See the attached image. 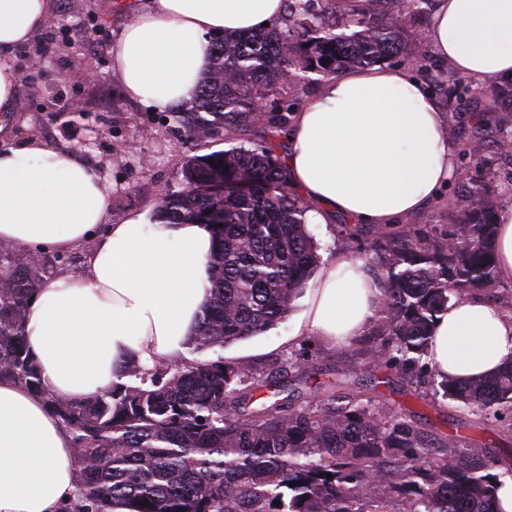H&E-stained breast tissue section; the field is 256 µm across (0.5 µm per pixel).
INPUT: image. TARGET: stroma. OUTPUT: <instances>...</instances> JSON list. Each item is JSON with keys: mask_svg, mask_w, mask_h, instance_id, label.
I'll return each mask as SVG.
<instances>
[{"mask_svg": "<svg viewBox=\"0 0 512 512\" xmlns=\"http://www.w3.org/2000/svg\"><path fill=\"white\" fill-rule=\"evenodd\" d=\"M145 3L54 0L42 34L12 58L22 95L17 111L7 119L11 142L21 145L36 140L74 149L85 163L100 169L111 186L116 222L131 213L153 215L161 196L181 191L189 157L259 143L264 137L262 126L229 125L213 138L198 140L175 121L171 108L146 107L126 96L112 73L110 50ZM430 20L427 13L417 18L412 28L414 41L391 63L426 85L452 121L455 131L450 139L458 151L457 163L468 166L474 186L497 205L512 203V159L499 151L503 129L512 130V101L498 100L481 141H474L476 115L483 110L488 90L472 80H459L451 63L435 56L428 43L422 42ZM75 109L80 112L76 118L71 115ZM472 152L486 159L488 168L469 166ZM458 195L457 185L443 189L438 201L406 219V226L436 224L456 230L462 222ZM293 322V317H286L265 333L225 347V360L260 368L290 356L293 351L280 341ZM296 352L314 369L315 381L341 383L374 402L404 407L428 435H450L460 446L485 448L492 457L512 460L511 426L473 415L447 400L411 396L396 372L366 356L364 345L353 342L335 347L309 339ZM353 363L359 370L350 377L346 370Z\"/></svg>", "mask_w": 512, "mask_h": 512, "instance_id": "obj_1", "label": "stroma"}]
</instances>
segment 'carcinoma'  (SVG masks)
Here are the masks:
<instances>
[{"instance_id":"cac0c4a2","label":"carcinoma","mask_w":512,"mask_h":512,"mask_svg":"<svg viewBox=\"0 0 512 512\" xmlns=\"http://www.w3.org/2000/svg\"><path fill=\"white\" fill-rule=\"evenodd\" d=\"M286 27L226 33L211 40V65L193 101L190 135L211 137L226 123L267 128L265 144H239L187 160L185 187L160 198L156 224H209L214 248L194 352L262 334L296 306L320 257L306 227L309 204L290 190L276 155L287 113L256 116V100L284 87L381 64L399 54L432 0H285ZM250 180L243 190L239 181ZM459 233L383 228L370 248L381 284L371 357L434 395L498 421L512 419V355L484 378L422 375L438 314L497 279L495 202L461 195ZM55 260L0 252V376L40 394L68 428L76 454L75 493L61 512H105L123 498L136 512H491L502 472L484 448L431 438L412 415L325 389L305 396L307 361L258 369L216 354L145 368L80 401L54 396L25 344L28 303ZM332 478H327V474ZM296 486H289L290 482ZM149 501V506L142 503ZM280 505H275V502Z\"/></svg>"}]
</instances>
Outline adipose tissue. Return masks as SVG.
I'll use <instances>...</instances> for the list:
<instances>
[{
  "instance_id": "obj_1",
  "label": "adipose tissue",
  "mask_w": 512,
  "mask_h": 512,
  "mask_svg": "<svg viewBox=\"0 0 512 512\" xmlns=\"http://www.w3.org/2000/svg\"><path fill=\"white\" fill-rule=\"evenodd\" d=\"M52 0H0V112L14 111L13 52L35 41ZM284 0H150L112 46L126 95L152 107L193 99L209 66V38L253 31ZM473 81L512 80V0H438L426 34ZM448 120L406 70L374 66L327 79L295 112L286 166L312 208L383 228L423 210L458 173ZM213 232L207 224L112 221L102 175L67 148L0 145V242L30 252L93 248L80 269L47 278L25 322L28 350L52 393L81 400L124 382L128 361L181 360L203 313ZM375 274L346 252L308 282L286 344L312 336L347 344L377 319ZM512 355V313L483 298L449 305L427 359L439 374L474 379ZM72 436L43 399L0 379V512H59L75 492Z\"/></svg>"
}]
</instances>
